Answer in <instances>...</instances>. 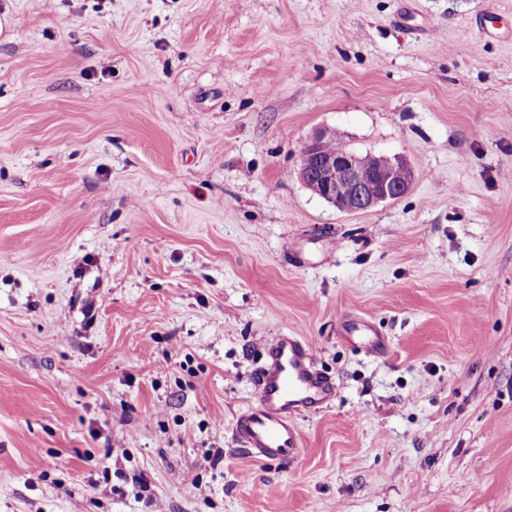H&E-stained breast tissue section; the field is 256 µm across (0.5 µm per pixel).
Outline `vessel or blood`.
<instances>
[{
  "mask_svg": "<svg viewBox=\"0 0 512 512\" xmlns=\"http://www.w3.org/2000/svg\"><path fill=\"white\" fill-rule=\"evenodd\" d=\"M347 335L357 336L367 352L380 345L370 323H343ZM268 360L254 374V404L235 424L234 434L252 456L264 460L290 461L300 451V434L294 417L329 402L335 384L315 365V351L301 337L282 335L268 346Z\"/></svg>",
  "mask_w": 512,
  "mask_h": 512,
  "instance_id": "obj_1",
  "label": "vessel or blood"
}]
</instances>
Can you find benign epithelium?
<instances>
[{"instance_id":"7a95c632","label":"benign epithelium","mask_w":512,"mask_h":512,"mask_svg":"<svg viewBox=\"0 0 512 512\" xmlns=\"http://www.w3.org/2000/svg\"><path fill=\"white\" fill-rule=\"evenodd\" d=\"M330 131L323 130L302 146L297 176L314 195L343 213L367 211L380 203L403 197L411 186L413 173L401 158L378 156L371 164L359 154L340 150L327 152L324 144ZM371 168L374 179L364 186L359 171Z\"/></svg>"}]
</instances>
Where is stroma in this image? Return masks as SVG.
Instances as JSON below:
<instances>
[{"label": "stroma", "instance_id": "1", "mask_svg": "<svg viewBox=\"0 0 512 512\" xmlns=\"http://www.w3.org/2000/svg\"><path fill=\"white\" fill-rule=\"evenodd\" d=\"M0 17V512H512V0ZM319 129L407 194L314 195ZM284 333L336 396L258 460ZM342 329L348 336H359L361 338V344L367 352H374L379 349L380 339L379 334L368 322H362L359 324H350L344 322Z\"/></svg>", "mask_w": 512, "mask_h": 512}]
</instances>
